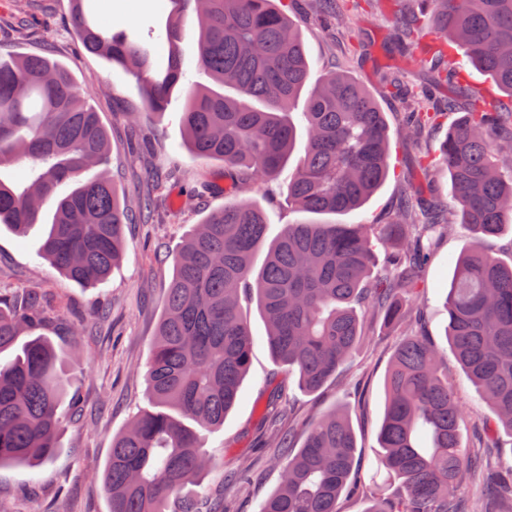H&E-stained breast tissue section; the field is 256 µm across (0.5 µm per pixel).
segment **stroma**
Returning <instances> with one entry per match:
<instances>
[{"instance_id":"stroma-1","label":"stroma","mask_w":512,"mask_h":512,"mask_svg":"<svg viewBox=\"0 0 512 512\" xmlns=\"http://www.w3.org/2000/svg\"><path fill=\"white\" fill-rule=\"evenodd\" d=\"M275 6L293 21L306 46L307 88H314L326 72L348 73L373 93L388 121L389 176L365 207L343 216V223H386L412 181L426 183L428 198L450 205L447 171L423 174L419 158L438 153L458 114L444 112L421 142H412L405 135L401 115L410 93L430 85L435 96L444 99L448 88L436 84L434 64L422 51L410 53L398 47L397 10L377 7L374 0H349L348 23L335 24L311 13L309 0H275ZM15 10L14 0H0V54L44 55L71 70L112 143L113 182L121 199H133L145 190L146 174L161 181L155 194L157 221L125 226L123 259L108 281L95 288L76 284L38 258L42 225H34L23 236L0 229V297L11 299L28 288L43 291L56 309V317L43 328V335L63 357L76 350L81 353L70 388L79 397L76 421L63 428L53 460L34 469H0V501L12 512H108L102 474L113 438L134 414L149 405L150 345L172 274V251L194 224L233 199L259 201L269 224L276 228L305 221L306 216L289 208L286 185L281 181L264 184L241 179L233 193H225L222 164L199 159L189 151L181 125L186 95L192 87L213 84L197 63L195 16H188L180 41L184 75L166 111L150 114L144 110L140 86L123 67L84 52L74 33L70 0H31L30 20L22 31L14 24ZM86 13L101 29L128 31L154 53L167 48L164 23L169 10L162 7L161 0H116L111 8L105 0H87ZM386 73L398 77L399 89L384 84ZM468 236V227L456 224L440 240L420 275L422 291L417 303L424 316L414 330L442 347L447 344V319L440 308L453 274L452 259ZM242 306L255 339L249 371L240 399L223 426L202 436L205 451L217 460L216 468L188 483L187 491L212 492L226 499L233 512H257L258 503L278 486L282 458L281 449L266 432L265 417L292 425L299 440L308 421L337 407L348 412L356 436V471L364 482H371L376 473L374 452L384 411L385 376L402 338L401 330L369 319L364 343L320 391L303 392L296 375L291 374L285 391L275 399L268 380L277 367L265 342V323L255 303L246 300ZM101 308L110 313L103 326L95 319ZM445 361L448 383L464 411L460 437L467 445L473 440L474 419L487 414L488 407L454 353H447ZM240 466L250 467L249 483L230 482V475Z\"/></svg>"}]
</instances>
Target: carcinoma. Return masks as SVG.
I'll list each match as a JSON object with an SVG mask.
<instances>
[{
  "label": "carcinoma",
  "mask_w": 512,
  "mask_h": 512,
  "mask_svg": "<svg viewBox=\"0 0 512 512\" xmlns=\"http://www.w3.org/2000/svg\"><path fill=\"white\" fill-rule=\"evenodd\" d=\"M84 50L122 64L143 82L148 111L162 113L182 75L177 39L188 0H171L170 50L156 65L148 46L126 31L106 32L87 17L85 0H70ZM197 59L224 89L190 93L181 121L190 151L221 161L224 170L272 180L288 166L303 129V154L288 173V205L296 212L345 215L365 206L389 174V128L373 95L345 73L328 72L307 96L300 122L293 111L309 75L304 42L274 0H194ZM343 0L313 8L342 23ZM438 34L433 49L447 56L460 45L467 61L512 97V0H426ZM448 110L459 106L460 74L452 60ZM440 115L433 95L413 102L403 128L420 141ZM111 144L97 112L75 88L71 71L43 55L0 59V170L27 159L19 184L0 176V224L23 235L52 204L38 256L68 279L95 288L123 255L127 224L155 217L151 195L123 204L108 167ZM448 170L452 195L471 239L455 260L444 301L446 340L462 371L492 409L476 424L475 442L461 444L463 417L444 371L443 350L414 332L390 362L378 432L377 471L365 512H512V468L497 466L499 431L512 433V263L485 249L483 239L512 224V105L489 93L448 129L440 158L421 166ZM89 165L100 176L81 183ZM63 195L58 189L68 183ZM448 209L419 200L391 213L388 223L334 221L284 224L270 236L263 209L237 200L194 225L178 247L147 371L149 407L112 439L104 469L110 512H227L183 487L212 466L202 432L224 424L240 397L253 336L240 310L253 291L275 363L314 392L336 376L364 341L371 317L402 326L421 318L413 305L416 274L434 242L452 230ZM396 245L390 275L371 278L375 244ZM267 247L255 267L254 255ZM54 311L40 293L20 303L0 298V468L37 467L50 460L66 420L67 377L53 342L35 336L17 345ZM356 439L346 414L331 410L305 426L301 447L288 454L276 491L259 512H338L356 488ZM488 473L487 493L465 510L467 481Z\"/></svg>",
  "instance_id": "obj_1"
}]
</instances>
